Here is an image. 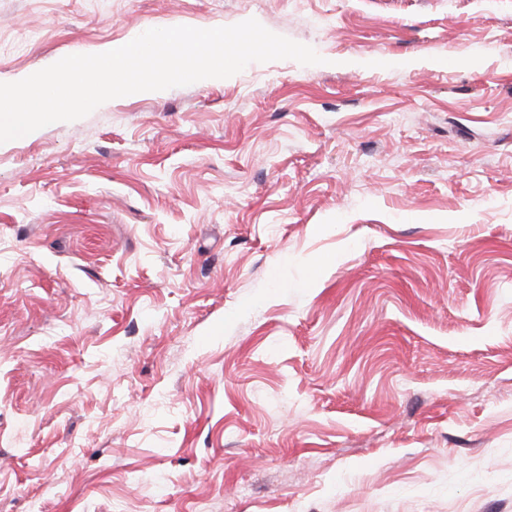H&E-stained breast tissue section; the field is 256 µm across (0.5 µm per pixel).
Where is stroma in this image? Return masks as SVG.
I'll return each mask as SVG.
<instances>
[{"label":"stroma","mask_w":512,"mask_h":512,"mask_svg":"<svg viewBox=\"0 0 512 512\" xmlns=\"http://www.w3.org/2000/svg\"><path fill=\"white\" fill-rule=\"evenodd\" d=\"M250 18L323 64L0 143V512H512V0H0V83Z\"/></svg>","instance_id":"1"}]
</instances>
